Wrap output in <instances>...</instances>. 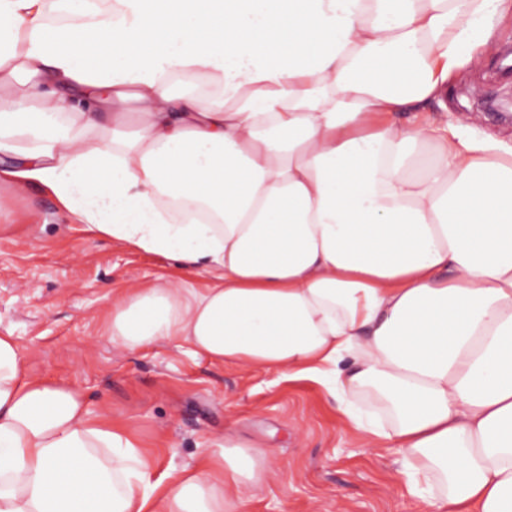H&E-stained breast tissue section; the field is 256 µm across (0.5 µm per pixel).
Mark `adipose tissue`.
I'll list each match as a JSON object with an SVG mask.
<instances>
[{"instance_id":"obj_1","label":"adipose tissue","mask_w":512,"mask_h":512,"mask_svg":"<svg viewBox=\"0 0 512 512\" xmlns=\"http://www.w3.org/2000/svg\"><path fill=\"white\" fill-rule=\"evenodd\" d=\"M495 8L60 0L53 23L0 0V181L174 262L113 296V342L312 380L431 512H512V143L398 119L489 47ZM152 471L0 336V512H242L271 455L228 433Z\"/></svg>"}]
</instances>
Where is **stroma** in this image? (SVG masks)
Listing matches in <instances>:
<instances>
[{
	"mask_svg": "<svg viewBox=\"0 0 512 512\" xmlns=\"http://www.w3.org/2000/svg\"><path fill=\"white\" fill-rule=\"evenodd\" d=\"M489 25L493 47L460 68L433 118L468 119L512 142V120L488 98H512L493 67L512 44V0ZM164 257L94 235L45 189L0 183V334L15 336L30 370L83 395L92 416L131 427L155 474L179 471L224 443L226 432L264 443L281 463L244 512H426L408 493L398 456L372 447L325 391L256 368L211 362L165 343L130 351L105 331L114 293L173 277Z\"/></svg>",
	"mask_w": 512,
	"mask_h": 512,
	"instance_id": "obj_1",
	"label": "stroma"
}]
</instances>
